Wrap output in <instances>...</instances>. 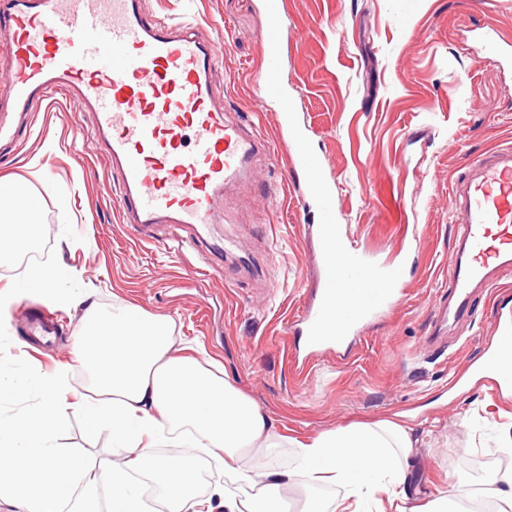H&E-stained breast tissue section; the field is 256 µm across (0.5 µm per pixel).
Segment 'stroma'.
I'll return each instance as SVG.
<instances>
[{
	"mask_svg": "<svg viewBox=\"0 0 512 512\" xmlns=\"http://www.w3.org/2000/svg\"><path fill=\"white\" fill-rule=\"evenodd\" d=\"M150 15L195 18L221 46L213 74L231 117L258 123L271 144L218 208V236L180 252V231L123 223L112 167L91 135V115L70 100L36 113L32 134L0 153V177L22 183L47 226L45 249L0 255V419L32 410L27 381L65 371L89 384L73 338L89 302L134 306L174 322L176 349L199 347L289 442L252 458L261 470H292L296 441L357 423L397 418L417 440L405 512H425L456 490L448 512L512 472V389L484 376L467 381L512 321V274L474 286L467 314L442 325L450 300L448 258L462 235L452 223L462 151L512 146V66L485 44L493 27L512 37V0H279L284 19L280 91L265 82L266 0H146ZM296 103L303 144L336 195L343 243L369 260L403 266L402 294L386 316L364 323L345 357L311 352L291 329L313 304L321 263L312 227L321 215L290 168L280 128L282 99ZM38 167H31V160ZM56 277L35 287L30 275ZM54 313L60 327L38 348L28 325ZM62 446L112 458V435L71 413Z\"/></svg>",
	"mask_w": 512,
	"mask_h": 512,
	"instance_id": "obj_1",
	"label": "stroma"
}]
</instances>
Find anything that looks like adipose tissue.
I'll use <instances>...</instances> for the list:
<instances>
[{"label":"adipose tissue","instance_id":"obj_1","mask_svg":"<svg viewBox=\"0 0 512 512\" xmlns=\"http://www.w3.org/2000/svg\"><path fill=\"white\" fill-rule=\"evenodd\" d=\"M173 322L133 307H88L75 338L78 360L98 397L84 398L60 372L32 381L41 394L25 414L0 422V501L11 512H144L129 471L144 469L166 512H210L193 493L189 460L153 455L158 437L220 452L224 512H283L284 489H311L301 512H395L405 495L415 442L399 422L380 420L320 433L299 446L301 464L286 471L250 467L259 453L280 447L270 418L225 377L175 351ZM111 431L120 462L106 467L57 443L68 412ZM343 494L326 501L322 488ZM108 489L100 500V489Z\"/></svg>","mask_w":512,"mask_h":512}]
</instances>
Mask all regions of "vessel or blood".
<instances>
[{"label":"vessel or blood","mask_w":512,"mask_h":512,"mask_svg":"<svg viewBox=\"0 0 512 512\" xmlns=\"http://www.w3.org/2000/svg\"><path fill=\"white\" fill-rule=\"evenodd\" d=\"M146 0H0V45L11 85L0 102V144L20 141L34 112L55 95L77 97L91 133L119 175L123 221L172 224L208 238L215 203L270 150L256 129L228 120L214 101L218 53L196 24L149 16ZM265 79L278 90L280 8L270 0ZM321 212L316 242L323 270L314 306L293 325L312 350L351 348L359 320L396 301L399 272L370 263L338 242L335 195L313 154L290 157ZM470 177L452 186L464 249L454 257L455 316L471 288L495 270H512V147L466 157Z\"/></svg>","instance_id":"1"}]
</instances>
